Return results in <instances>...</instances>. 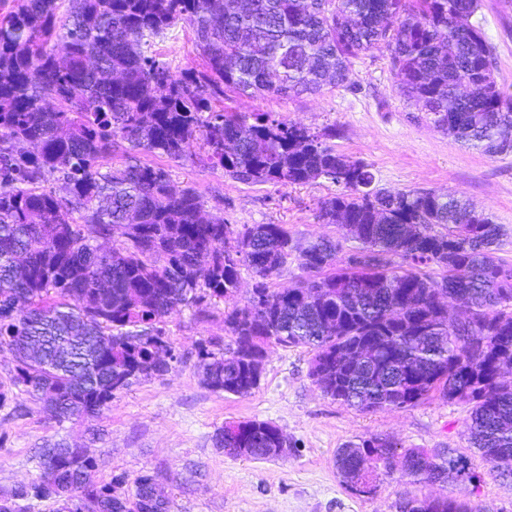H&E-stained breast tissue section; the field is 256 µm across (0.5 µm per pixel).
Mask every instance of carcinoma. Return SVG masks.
<instances>
[{"mask_svg": "<svg viewBox=\"0 0 512 512\" xmlns=\"http://www.w3.org/2000/svg\"><path fill=\"white\" fill-rule=\"evenodd\" d=\"M481 0H18L0 20V348L11 386L43 401L57 422L94 416L116 393L167 371L165 318L204 311L236 292L241 267L258 278L260 306L224 316L235 348L200 344L195 367L216 393L245 396L260 381L265 346L306 347L325 396L362 411L403 410L433 394L469 406L466 429L491 471L512 475V266L493 256L500 226L457 194L388 191L321 132L269 112L214 108L223 89L251 96L316 94L351 85V65L387 53L401 95L426 120L489 156L512 152V96L497 82L495 48L472 18ZM63 23H58L61 8ZM188 25L206 61L178 75L150 54ZM200 162L244 183L279 187L325 178L338 187L317 212L355 242L300 244L281 224L238 231L204 211L165 169L107 165L126 142ZM36 143L34 149L29 144ZM63 179L61 201L44 184ZM82 223H73L72 212ZM237 233V250L224 249ZM112 241L108 252L94 238ZM295 258L293 287L268 280ZM434 266L439 276L424 268ZM470 315L458 334L448 307ZM280 430L227 423L214 446L233 458L274 460ZM436 485L476 478L461 456L440 462L373 436L338 449L342 485L374 493L396 469ZM97 462L41 449L38 474L0 495V512L50 501L55 512H170L159 475L96 477ZM396 512H490L448 495L403 498Z\"/></svg>", "mask_w": 512, "mask_h": 512, "instance_id": "1", "label": "carcinoma"}]
</instances>
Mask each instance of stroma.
Here are the masks:
<instances>
[{
	"label": "stroma",
	"instance_id": "1",
	"mask_svg": "<svg viewBox=\"0 0 512 512\" xmlns=\"http://www.w3.org/2000/svg\"><path fill=\"white\" fill-rule=\"evenodd\" d=\"M476 15L498 57L497 80L512 94V0H482ZM172 72L201 71L205 61L192 30L183 24L152 48ZM351 87H326L316 95L253 99L226 92L219 105L230 112H270L313 131L336 127L332 144L351 161L370 165L378 187L457 193L476 210L491 214L501 227L495 257L512 265V152L490 157L467 148L428 125L417 107L400 95L385 53L372 51L352 63ZM198 142L182 158L117 149L113 167L135 162L156 164L177 188H194L207 213L234 228L281 224L294 240L324 236L343 240L340 226L316 219L320 202L337 187L326 179L278 188L247 184L220 167L197 162ZM255 278L242 270L236 293L212 305L208 316L179 307L165 329L180 359L162 377L141 381L117 393L99 414L63 423L47 417L40 401L23 397L0 405V492L31 480L35 453L45 444L66 442L88 449L103 481L150 471L167 478L171 512H395L403 497L446 494L489 508L512 512V478L491 472L473 448L465 428L469 408L440 396L404 410L361 411L325 396L309 376L311 353L304 348H266L260 383L239 397L211 391L196 373L199 344L213 338L232 349L224 316L242 307ZM268 422L293 446L276 460L235 459L215 448L213 436L225 423ZM374 435L402 448L466 458L480 477L474 484L426 485L401 473L379 476L376 491L360 496L341 485L336 451L350 441Z\"/></svg>",
	"mask_w": 512,
	"mask_h": 512
}]
</instances>
